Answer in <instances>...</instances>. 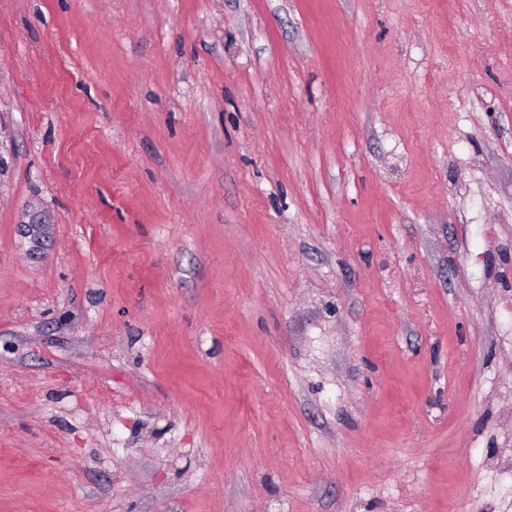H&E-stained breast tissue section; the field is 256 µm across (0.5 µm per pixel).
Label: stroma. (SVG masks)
Returning a JSON list of instances; mask_svg holds the SVG:
<instances>
[{
    "mask_svg": "<svg viewBox=\"0 0 512 512\" xmlns=\"http://www.w3.org/2000/svg\"><path fill=\"white\" fill-rule=\"evenodd\" d=\"M0 512H512V0H0Z\"/></svg>",
    "mask_w": 512,
    "mask_h": 512,
    "instance_id": "1",
    "label": "stroma"
}]
</instances>
